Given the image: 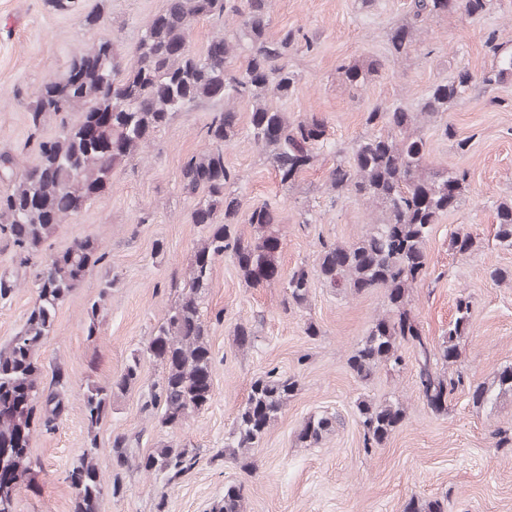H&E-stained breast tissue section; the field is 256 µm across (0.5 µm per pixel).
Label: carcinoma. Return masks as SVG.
<instances>
[{
    "instance_id": "obj_1",
    "label": "carcinoma",
    "mask_w": 512,
    "mask_h": 512,
    "mask_svg": "<svg viewBox=\"0 0 512 512\" xmlns=\"http://www.w3.org/2000/svg\"><path fill=\"white\" fill-rule=\"evenodd\" d=\"M457 9H464L463 0H408L407 19L389 34L392 55H408L423 23ZM271 11L272 0H174L145 30L134 64L126 72L113 52L90 63L91 49L76 51L65 77L47 80L28 110L31 138L39 132L44 114L61 117L58 133L36 142L37 163L25 166L18 156L0 153V183L7 185L0 195V234L28 260L38 254L64 217L69 191L87 189L86 204H91L111 180L114 167L134 157L179 113L205 102L216 106L206 125L210 148L200 156L187 157L181 167L185 193L202 197L191 213L192 220L205 225L208 236L194 252L178 300L166 311L144 350L162 369L149 404L160 410L159 423L169 429L182 426L211 399V391L203 387V381L213 377V357L202 304L213 287L215 262L229 257L249 286L271 280L259 277V269L277 267L280 241L272 229L277 223L274 211L261 206L244 212L240 199L230 191L238 177L224 164V147L238 133V118L234 109H223L218 103L254 101L248 135L269 152L283 185L294 184L314 165L316 150L326 141L322 118L313 114L290 124L285 113L263 102L270 93L279 98L290 95L296 83L287 59L297 34L287 30L277 38L267 37ZM230 14L238 18L236 35L250 47L248 64L242 70L230 61L233 46L224 37L210 41L200 53L187 48L190 18ZM490 50L496 63L479 77L486 90L512 78V50L494 43ZM74 71L80 73L76 85L71 82ZM373 71L370 64L344 67L346 80L356 88ZM471 86L469 82L450 94L448 83H435L421 98L416 113L401 108H374L367 113L365 123H381L387 133L363 136L349 154L336 155L330 183L339 196L347 194L381 207L380 218L359 244L323 242L317 255L318 277L331 287L353 295L369 288L385 290L390 316L378 320L352 351L351 369L363 378L379 368L400 370L405 365L402 348L408 345L415 354L419 393L437 412L444 410L448 397L463 383L462 375L441 372L439 362L455 358L456 339L469 326L470 301L465 297L456 301L455 318L442 343L435 346L407 309L409 289L426 276L429 233L449 213L448 193H453V208H459L467 173L429 166L427 143L413 127L420 120L445 114ZM77 109L80 119L69 122V114ZM242 222L253 227L254 236L241 233L238 224ZM495 239L512 249V206L508 204L497 208ZM95 252L92 244L76 242L61 252L59 262L49 258L40 263L33 272L35 301L25 323L8 345L0 347V393L17 384L27 385L31 392V399L0 409L1 482L9 475L22 480L30 474L33 425L38 422L52 431L67 410V380L59 373L56 388L41 389L35 353L48 337L60 303L103 259ZM310 288L308 270L295 268L285 282L288 303L307 306ZM140 361V356L132 355L108 386L88 381L82 387L90 447L97 448L95 430L109 416L112 398L138 381ZM296 386L294 378L272 374L255 381L224 439V452L243 456L258 447ZM357 409L366 444H382L404 417L398 402L361 401ZM335 422L334 415L310 417L301 439L316 443ZM146 458L156 466L154 473L169 481L197 463L196 452L172 445L137 454L133 439L117 434L104 456L93 451L76 465L84 483L76 495L74 512H98L102 463L109 462L119 476L129 469L144 471ZM240 503L241 487L231 484L224 490V504L216 509L240 512Z\"/></svg>"
}]
</instances>
